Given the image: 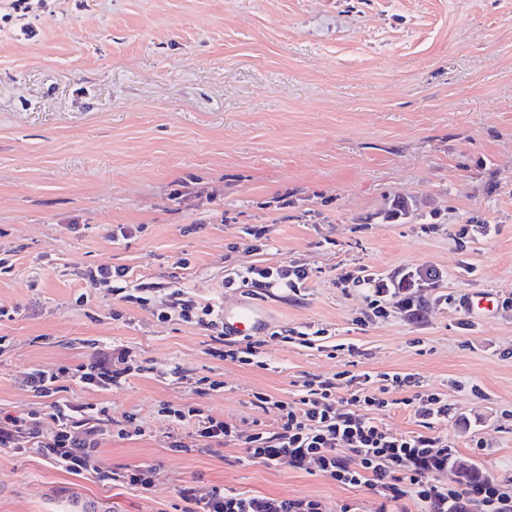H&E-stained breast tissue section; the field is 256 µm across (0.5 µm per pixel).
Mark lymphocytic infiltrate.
Listing matches in <instances>:
<instances>
[{
  "instance_id": "1",
  "label": "lymphocytic infiltrate",
  "mask_w": 512,
  "mask_h": 512,
  "mask_svg": "<svg viewBox=\"0 0 512 512\" xmlns=\"http://www.w3.org/2000/svg\"><path fill=\"white\" fill-rule=\"evenodd\" d=\"M130 273L124 266L101 265L89 271L92 287L108 289L123 303L147 305L151 288L140 283L125 287ZM310 277L302 265L288 268L252 266L227 279L228 284H254L292 293L300 292ZM437 273L408 271L392 277H375L362 269H341L336 284L342 288L370 290L375 316H383L388 304L414 313L418 305L410 292L434 284ZM159 321L179 320L207 331L216 356L242 365H260L259 339L225 340L224 321L218 305L201 302L183 288L169 292ZM142 367L132 351L112 347L96 351L88 361L70 367L74 381L83 388L104 392L122 387ZM23 384L34 397L46 399L45 408L13 415L0 414V450L36 454L60 470L88 473L103 485L126 486L144 492L155 485L156 467L142 463L112 468L102 460V447L112 437L145 435L133 416H112L107 408L64 397L59 376L35 369ZM411 376L341 371L326 378L302 381L295 399L273 401L254 393L258 408L276 404L280 416L273 429L244 427L189 406L164 404L177 431L168 446L180 453L207 452L216 446L243 448L250 461L275 465L281 461L297 469L317 472L345 486H367L376 497L374 512H409L416 504L421 512H512V480L487 474L473 482L452 471L457 455L447 435L436 432L447 422L445 395L415 390ZM407 385L414 392L405 404L420 428L404 435L389 433L381 415L390 405L391 387ZM179 496L183 512H325L323 503L306 497L249 496L195 482L184 484Z\"/></svg>"
}]
</instances>
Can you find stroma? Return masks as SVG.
I'll return each mask as SVG.
<instances>
[{"label": "stroma", "instance_id": "35a3bbf8", "mask_svg": "<svg viewBox=\"0 0 512 512\" xmlns=\"http://www.w3.org/2000/svg\"><path fill=\"white\" fill-rule=\"evenodd\" d=\"M26 2L23 13L0 0V254L13 264L0 305L14 312L0 320V411L34 408L26 372L128 347L142 374L73 394L148 428L108 440L107 465L158 473L142 492L0 451V512H69L77 490L103 512H182L190 481L372 512L365 486L249 463L240 448L166 446L164 403L269 426L277 411L253 393L290 400L297 382L349 369L347 352L278 341L303 325L356 343L359 370L412 374L447 395L437 430L458 461L512 478V0ZM399 203L405 215L384 220ZM115 224L132 237L112 242ZM254 226L267 254L250 250ZM262 260L306 266L305 289L225 287ZM99 265L152 282L150 303L121 308L90 287ZM361 266L441 279L420 290L421 318L392 306L371 320L366 290L335 284L339 268ZM172 286L264 303L265 367L222 360L200 328L159 321ZM476 288L497 293V315L463 309ZM175 364L224 387L199 394L157 377Z\"/></svg>", "mask_w": 512, "mask_h": 512}]
</instances>
